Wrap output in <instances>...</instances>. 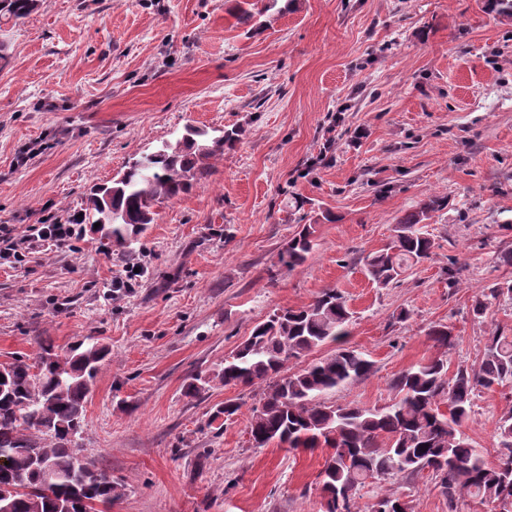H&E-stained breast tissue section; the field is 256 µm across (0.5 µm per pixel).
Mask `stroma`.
I'll use <instances>...</instances> for the list:
<instances>
[{"label": "stroma", "instance_id": "1", "mask_svg": "<svg viewBox=\"0 0 512 512\" xmlns=\"http://www.w3.org/2000/svg\"><path fill=\"white\" fill-rule=\"evenodd\" d=\"M230 6L38 0L0 22V225L16 233L79 212L92 186L186 127L241 131L132 248L85 224L68 247L0 263V362L46 337L110 350L79 443L120 489L112 512H322L325 451L255 447L259 391L215 375L256 324L323 289L346 297L348 334L291 368L340 345L373 363L330 405H388L405 368L443 355L453 372L479 360L492 329L512 334V302L472 312L476 295L512 284V17L490 0H290L252 32ZM434 192L448 206L423 227L430 259L377 287L362 256ZM302 224L315 227L311 254L278 266ZM119 277L130 285L116 291ZM437 324L450 351L428 337ZM200 373L210 386L186 397ZM228 400L237 414L216 421ZM510 409V386L475 398L464 432L488 462ZM383 494L448 512L428 469L366 487L359 512Z\"/></svg>", "mask_w": 512, "mask_h": 512}]
</instances>
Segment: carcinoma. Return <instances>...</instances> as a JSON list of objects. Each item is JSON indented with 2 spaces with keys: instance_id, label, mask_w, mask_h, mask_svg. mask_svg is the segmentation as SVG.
<instances>
[{
  "instance_id": "1",
  "label": "carcinoma",
  "mask_w": 512,
  "mask_h": 512,
  "mask_svg": "<svg viewBox=\"0 0 512 512\" xmlns=\"http://www.w3.org/2000/svg\"><path fill=\"white\" fill-rule=\"evenodd\" d=\"M277 3L235 0L234 16L260 30L267 26L262 17ZM36 6L37 0H0V19H24ZM239 135L237 128L218 136L187 128L180 139L133 159L112 185L92 189L79 222H98L112 243L131 247L142 226L154 223L157 208L188 193ZM447 206L448 197L431 195L401 217L391 241L363 258L369 279L385 288L429 258L434 242L421 225ZM314 233L315 225H303L278 252L277 262L289 270L303 265ZM352 318L344 296L327 288L310 304L257 324L224 358L217 374L224 386L263 388L248 425L255 446L276 441L292 451L328 449L318 477L321 491L332 495L329 512H356V496L367 485L425 469L439 478L448 512H456L457 501L466 497L512 512V409L499 420L495 465L463 432L476 391L512 384V336L492 331L479 362L451 376L448 361L440 357L410 366L392 380L396 397L386 406L328 405L325 394L370 376V360L340 347L298 371L285 367L340 341ZM429 336L440 348L454 346L446 325L433 326ZM107 355L89 337L62 348L43 339L33 357H16L0 370V449L10 452L0 466V501L9 502V512H108L119 496L105 470L91 461L82 468L77 458L86 398ZM37 456L48 459L59 475L48 488L42 486ZM377 504L383 512H409L408 503L394 495L379 497Z\"/></svg>"
}]
</instances>
